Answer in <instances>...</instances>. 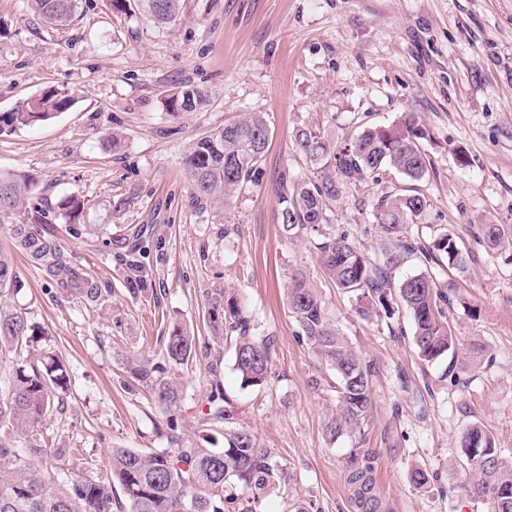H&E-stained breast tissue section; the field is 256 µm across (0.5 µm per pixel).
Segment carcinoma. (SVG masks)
Here are the masks:
<instances>
[{"mask_svg":"<svg viewBox=\"0 0 512 512\" xmlns=\"http://www.w3.org/2000/svg\"><path fill=\"white\" fill-rule=\"evenodd\" d=\"M31 10L51 26H65L76 16L80 0H30ZM112 10L143 15L164 27L177 20L180 0H110ZM73 103L68 92L48 88L40 94L41 109L34 111L26 100L10 112L0 113V133L30 127L56 118ZM209 103L208 92L184 85L164 98L174 115L197 112ZM269 131L259 112L229 121L188 148L183 165L194 193L231 208L233 199L251 180L263 162ZM297 146L320 164V179L301 180L283 172L279 181L280 226L287 237L308 236L318 262L336 288L363 303L362 312L392 318L403 309L413 323L412 339L421 360L434 363L455 352L456 336L448 311L456 297L455 282L439 283L431 266H446L463 276L472 256L463 250L446 224L436 226L430 237L412 232L424 223L427 196L417 188L404 194L384 195L372 204L373 226L380 240L379 252L364 256L348 235L329 225L331 202L344 190L365 178L395 170L412 182L422 181L432 169L426 144L429 130L412 112L395 121L363 129L342 145L329 148L310 129L296 133ZM34 179L25 173L0 174V217L26 208L32 198ZM21 246L36 260L51 257L63 265L59 253L39 238L16 229ZM480 239L495 249L512 242V225L482 224ZM420 272L395 280L393 272L407 262ZM18 285L11 260L0 253V512H224L226 492L239 487L256 488L270 495L279 488L280 469L268 451L256 444L250 430L230 426L224 414V392L215 385L208 400L213 429L224 433V447L210 448L201 442L151 452L114 448L110 453V477L77 476L65 490L50 486L53 475L44 468L46 437L39 427L59 406L60 391L67 386L62 361L27 353L10 361L7 356L29 346L34 329L25 313L5 298ZM286 301L289 313L315 353L329 363L339 380L340 412L326 427L334 440L344 431L368 422L372 411L370 379L375 366L352 350L340 336L332 315L302 271L289 276ZM211 321L215 335L235 339V369L247 386L264 384L270 374L273 342L253 334L252 317L236 299L219 292L212 298ZM196 353V340L186 327L175 324L169 331L159 361L132 363L130 373L155 396L169 413L179 394L165 378L168 367L182 366ZM376 454L363 449L346 461L347 482L361 512H378L379 498L373 477ZM459 466L475 475L465 493L488 501L492 512H512V460L504 458L494 434L479 423L471 424L461 441ZM123 498L116 499L114 486Z\"/></svg>","mask_w":512,"mask_h":512,"instance_id":"cac0c4a2","label":"carcinoma"}]
</instances>
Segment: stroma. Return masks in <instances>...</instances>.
Returning <instances> with one entry per match:
<instances>
[{"instance_id":"obj_1","label":"stroma","mask_w":512,"mask_h":512,"mask_svg":"<svg viewBox=\"0 0 512 512\" xmlns=\"http://www.w3.org/2000/svg\"><path fill=\"white\" fill-rule=\"evenodd\" d=\"M182 17L159 28L82 0L80 16L55 28L28 0H0V113L54 86L74 98L55 119L0 134V174L36 183L26 214L0 220V250L19 287L10 302L26 312L41 348L64 363L69 384L45 423L65 461H49L56 488L71 477L109 474L115 448L144 452L211 435L208 398L221 385L234 424L247 427L281 469L278 494L261 512H357L344 463L359 448L379 455L381 512H491L466 495L471 472L456 465L464 430L483 423L512 458V248L486 250L479 225L512 224V0H181ZM211 94L206 111L173 115L164 99L184 83ZM248 112L266 117L269 144L260 172L227 215L195 196L183 168L187 146ZM417 113L433 136V169L419 184L427 225L445 224L473 261L458 280L448 316L453 360L422 361L405 313L360 315L355 300L324 274L306 236L285 237L278 220L282 172L315 178L296 144L310 127L333 144L368 124ZM121 149H113V138ZM463 151L468 166L457 165ZM396 172L339 197L328 216L366 254L377 197L408 188ZM85 203L66 217L67 198ZM232 231H225V223ZM55 247L63 263L34 261L17 225ZM306 271L351 346L375 366L373 412L363 433L325 435L339 410L335 372L319 360L285 300L293 269ZM97 285L88 301L77 281ZM227 291L242 301L253 333L270 337L268 381L244 386L233 342L217 339L210 302ZM194 333L196 353L166 377L179 390L166 416L138 386L127 359H154L173 324ZM178 429L169 432L168 420ZM434 473L415 488L412 469Z\"/></svg>"}]
</instances>
